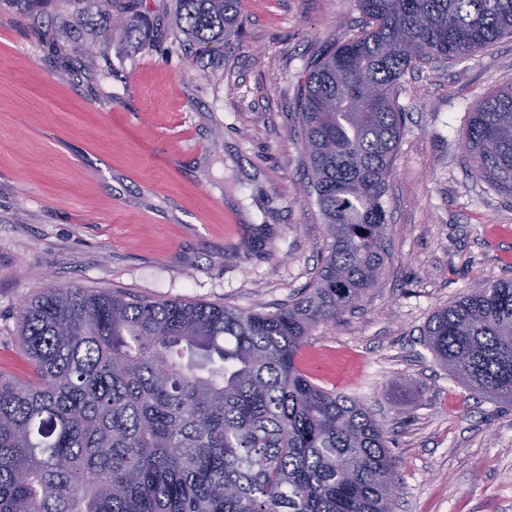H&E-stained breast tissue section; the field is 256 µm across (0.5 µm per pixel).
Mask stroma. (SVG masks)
<instances>
[{
	"label": "stroma",
	"instance_id": "1",
	"mask_svg": "<svg viewBox=\"0 0 512 512\" xmlns=\"http://www.w3.org/2000/svg\"><path fill=\"white\" fill-rule=\"evenodd\" d=\"M200 48L175 0H0V373L26 378L17 315L52 288L273 312L317 279L326 238L304 192L299 93L358 33L352 0H242ZM512 83V38L409 71L378 287L301 350L319 386L389 437L394 512H512V406L442 368L421 330L512 279V195L464 158L468 114Z\"/></svg>",
	"mask_w": 512,
	"mask_h": 512
}]
</instances>
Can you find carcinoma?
I'll list each match as a JSON object with an SVG mask.
<instances>
[{
	"label": "carcinoma",
	"mask_w": 512,
	"mask_h": 512,
	"mask_svg": "<svg viewBox=\"0 0 512 512\" xmlns=\"http://www.w3.org/2000/svg\"><path fill=\"white\" fill-rule=\"evenodd\" d=\"M362 31L310 63L306 188L326 227L318 278L274 312L54 288L18 311L27 380L0 374V512H393L380 425L300 367L308 336L376 287L384 197L405 120L401 79L512 37V0H354ZM201 47L241 0H176ZM470 172L512 194V85L464 136ZM477 396L512 404V280H487L423 328Z\"/></svg>",
	"instance_id": "1"
}]
</instances>
